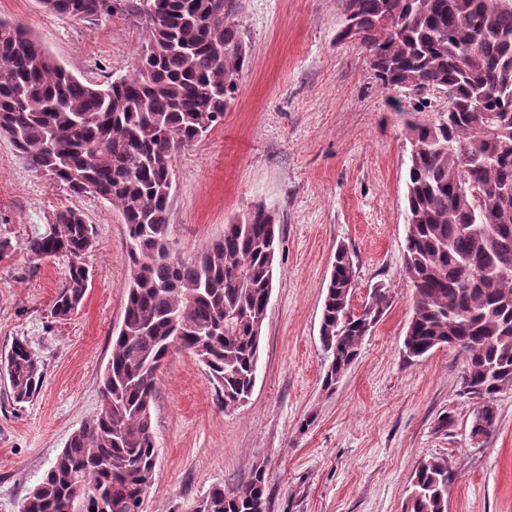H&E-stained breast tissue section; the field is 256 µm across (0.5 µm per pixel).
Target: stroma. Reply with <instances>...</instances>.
Returning <instances> with one entry per match:
<instances>
[{
  "instance_id": "obj_1",
  "label": "stroma",
  "mask_w": 512,
  "mask_h": 512,
  "mask_svg": "<svg viewBox=\"0 0 512 512\" xmlns=\"http://www.w3.org/2000/svg\"><path fill=\"white\" fill-rule=\"evenodd\" d=\"M249 52L224 120L172 161L171 238L185 258L263 203L280 247L257 380L246 405L221 408L204 366L175 352L161 368L153 408L158 462L144 512H192L215 485L264 468L269 512H402L416 467L444 457L453 473L448 512H512V388L482 443L470 436L475 404L460 393L465 361L440 348L406 360L412 315L404 277L409 144L402 107L368 55L336 38L342 0H233ZM136 0H115L88 20L47 12L39 0H0V19L22 24L81 79L131 71L145 45ZM83 211L94 246L92 281L69 319L50 311L64 257L29 258L25 243L56 212ZM0 353L27 340L43 364L39 392L13 402L0 377V512H18L71 434L101 404V374L122 320L130 278L119 212L75 197L34 171L0 136ZM355 268L354 307L379 283L392 304L335 389L323 386L321 310L337 247Z\"/></svg>"
}]
</instances>
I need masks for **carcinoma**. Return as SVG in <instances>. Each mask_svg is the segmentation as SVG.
<instances>
[{"label":"carcinoma","instance_id":"cac0c4a2","mask_svg":"<svg viewBox=\"0 0 512 512\" xmlns=\"http://www.w3.org/2000/svg\"><path fill=\"white\" fill-rule=\"evenodd\" d=\"M340 41L358 43L383 86L443 90L448 107L405 113L404 275L413 314L404 337L410 360L448 347L464 356L460 394L475 401L471 437L489 435L497 397L512 387V0H344ZM112 0H51L49 12L90 19ZM145 49L130 73L106 84L56 64L20 24L0 20V134L35 171L73 196L115 207L127 227L131 276L122 321L102 376L101 405L76 430L23 498L26 512H143L157 466L152 409L158 373L175 351L197 357L234 410L256 382L266 298L273 289L279 226L257 204L191 259L170 242L171 160L224 117L247 63L227 0H141ZM91 225L55 213L51 232L25 244L30 257L67 259L51 316L82 304L91 273ZM355 269L336 250L319 339L336 386L391 305L372 288L352 305ZM16 403L29 401L43 366L25 340L0 359ZM448 459L422 461L403 512H448ZM205 512H267L265 471L232 488L216 485Z\"/></svg>","mask_w":512,"mask_h":512}]
</instances>
